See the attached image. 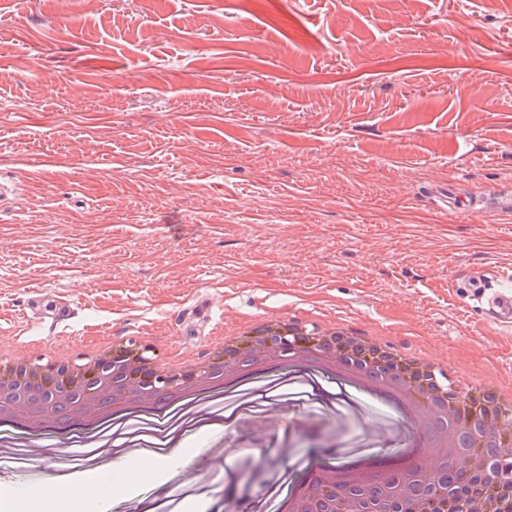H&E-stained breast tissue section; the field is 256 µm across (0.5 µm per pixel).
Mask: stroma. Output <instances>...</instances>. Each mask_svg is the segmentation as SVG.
Returning a JSON list of instances; mask_svg holds the SVG:
<instances>
[{"label":"stroma","instance_id":"obj_1","mask_svg":"<svg viewBox=\"0 0 512 512\" xmlns=\"http://www.w3.org/2000/svg\"><path fill=\"white\" fill-rule=\"evenodd\" d=\"M0 347L111 337L200 357L253 314L318 311L512 378V330L454 276L512 268V0H0ZM454 183L468 209L442 211ZM72 303L55 320V302ZM200 401L163 481L110 512H269L338 446L335 397L276 368ZM89 436L0 424L26 503Z\"/></svg>","mask_w":512,"mask_h":512}]
</instances>
